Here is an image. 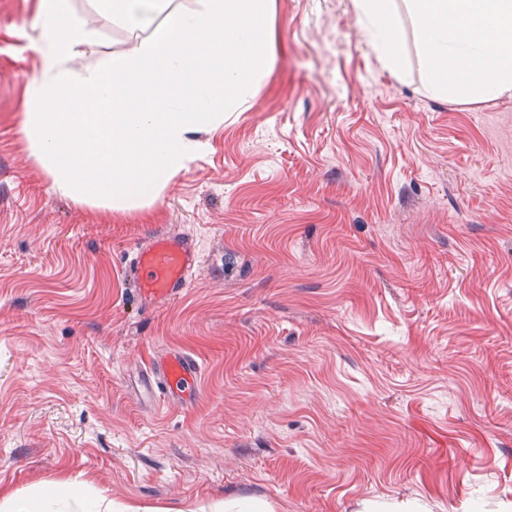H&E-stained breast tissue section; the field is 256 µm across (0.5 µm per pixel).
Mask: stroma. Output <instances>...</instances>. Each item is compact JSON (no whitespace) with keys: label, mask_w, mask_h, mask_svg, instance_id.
Segmentation results:
<instances>
[{"label":"stroma","mask_w":512,"mask_h":512,"mask_svg":"<svg viewBox=\"0 0 512 512\" xmlns=\"http://www.w3.org/2000/svg\"><path fill=\"white\" fill-rule=\"evenodd\" d=\"M39 0H0V490L69 477L117 503L512 512V95L433 97L352 0H276L249 108L160 199L52 186L22 128ZM193 238L185 295L134 300L129 252ZM203 363L185 410L126 383Z\"/></svg>","instance_id":"obj_1"}]
</instances>
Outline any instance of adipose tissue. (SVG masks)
Segmentation results:
<instances>
[{"label":"adipose tissue","mask_w":512,"mask_h":512,"mask_svg":"<svg viewBox=\"0 0 512 512\" xmlns=\"http://www.w3.org/2000/svg\"><path fill=\"white\" fill-rule=\"evenodd\" d=\"M276 0H97V15L135 38L127 53L89 61L95 18L41 0L38 74L25 88L23 129L58 191L116 210L159 199L200 152L196 133L247 109L271 67ZM0 512H156L112 504L64 478L0 495Z\"/></svg>","instance_id":"obj_1"}]
</instances>
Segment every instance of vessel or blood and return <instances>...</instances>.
<instances>
[{
	"mask_svg": "<svg viewBox=\"0 0 512 512\" xmlns=\"http://www.w3.org/2000/svg\"><path fill=\"white\" fill-rule=\"evenodd\" d=\"M200 260L197 244L183 234L158 230L131 253L125 278L139 302L156 305L180 298ZM202 364L192 353L169 351L142 371L140 397L153 405L185 406L192 402Z\"/></svg>",
	"mask_w": 512,
	"mask_h": 512,
	"instance_id": "b4317fda",
	"label": "vessel or blood"
}]
</instances>
